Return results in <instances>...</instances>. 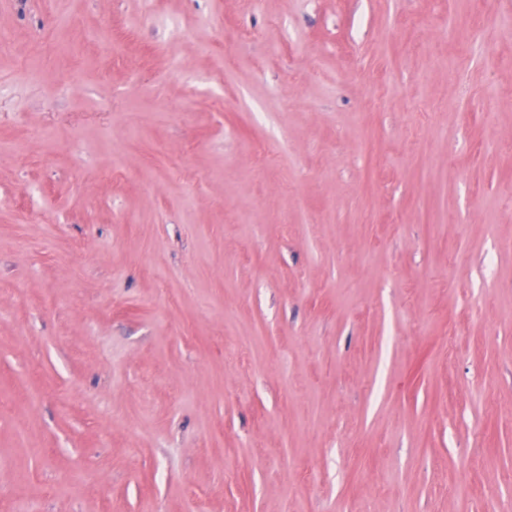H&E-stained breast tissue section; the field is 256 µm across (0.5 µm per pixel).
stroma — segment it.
I'll use <instances>...</instances> for the list:
<instances>
[{
    "label": "stroma",
    "mask_w": 512,
    "mask_h": 512,
    "mask_svg": "<svg viewBox=\"0 0 512 512\" xmlns=\"http://www.w3.org/2000/svg\"><path fill=\"white\" fill-rule=\"evenodd\" d=\"M25 502L512 512V0H0Z\"/></svg>",
    "instance_id": "1"
}]
</instances>
